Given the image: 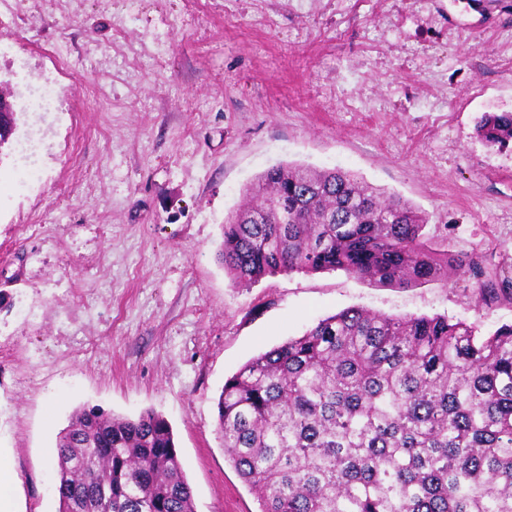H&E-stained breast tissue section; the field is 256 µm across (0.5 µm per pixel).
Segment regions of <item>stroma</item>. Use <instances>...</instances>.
Wrapping results in <instances>:
<instances>
[{
    "instance_id": "stroma-1",
    "label": "stroma",
    "mask_w": 512,
    "mask_h": 512,
    "mask_svg": "<svg viewBox=\"0 0 512 512\" xmlns=\"http://www.w3.org/2000/svg\"><path fill=\"white\" fill-rule=\"evenodd\" d=\"M69 61L60 69L58 56ZM38 146L0 149V448L22 512H58L51 449L79 407L172 426L196 512H259L217 400L251 358L348 308L489 334L466 276L389 287L341 271L236 287L217 259L243 188L286 162L341 168L512 278V0H0V87ZM477 137L499 148L512 143V112L485 113L476 127Z\"/></svg>"
}]
</instances>
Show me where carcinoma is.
<instances>
[{"label": "carcinoma", "mask_w": 512, "mask_h": 512, "mask_svg": "<svg viewBox=\"0 0 512 512\" xmlns=\"http://www.w3.org/2000/svg\"><path fill=\"white\" fill-rule=\"evenodd\" d=\"M512 144V112L476 127ZM217 258L236 286L342 271L383 286L473 281L476 307L512 302L482 249L450 253L427 215L338 168L275 164L243 189ZM224 455L260 512H512V326L485 336L441 315L360 308L246 362L217 401ZM58 512H194L172 428L75 411L60 432Z\"/></svg>", "instance_id": "cac0c4a2"}]
</instances>
